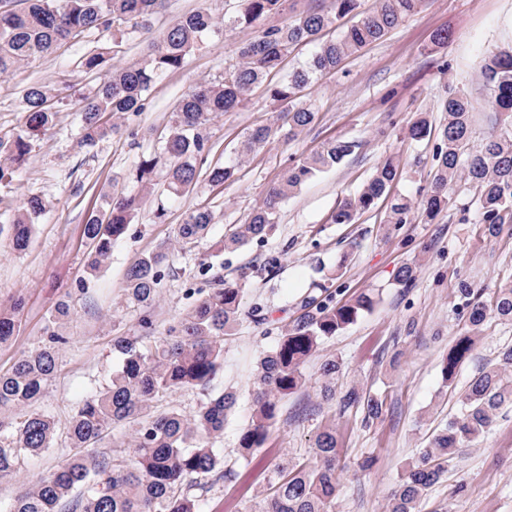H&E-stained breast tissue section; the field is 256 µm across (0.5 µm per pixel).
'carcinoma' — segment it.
Returning <instances> with one entry per match:
<instances>
[{
  "mask_svg": "<svg viewBox=\"0 0 512 512\" xmlns=\"http://www.w3.org/2000/svg\"><path fill=\"white\" fill-rule=\"evenodd\" d=\"M3 1L10 8L0 9V77L10 75L23 63L56 52L85 33L108 38L123 28L132 33L149 30L162 5V0L0 3ZM236 2V10L222 19L207 9L182 16L163 31L145 63L114 69L110 47L102 44L89 51L81 62L83 71H104L109 77L92 92L79 95L81 143L94 146L109 135H120L121 116L143 111L155 83L165 73L181 68L204 37L283 15L288 0ZM424 2L375 0L371 10L362 11L360 0H312L307 10L291 20L271 25L240 43L235 61L224 66L223 76L199 83L176 103L162 152L143 156L137 163L135 180L141 191L117 194L88 216L83 235L89 247V270L97 271L109 259L112 244L126 233L141 206V192L150 188L157 168L165 167L167 191L174 196L196 183L198 163L208 143L207 125L213 117L236 110L254 89L261 88L283 120L277 127L257 125L249 129L237 161L207 171L211 184L222 185L234 177L244 156L273 135L279 132L293 140L314 122L316 112L305 100V91L318 76L336 70L347 57L383 39L404 18L419 13ZM327 30L336 31V36L325 38ZM300 46L311 47L308 59L288 74H281L284 61ZM480 74L488 91L485 106L504 115L498 131L490 134L479 149L463 154L474 105L463 93H448L441 105L444 118L439 127L433 126L428 113L419 112L406 128L412 140L436 138L433 172L424 200L416 203L408 196L392 193L398 165L388 157L377 164L360 192L338 204L327 223L352 224L385 201L384 223L405 224L418 210L431 224L453 203L450 186L464 180L476 190L485 234L494 236L502 225L512 224V46L483 57ZM53 98L52 90L41 84L24 90L22 123L12 133L0 136V187L13 184L33 143L53 126ZM358 147L354 140L333 139L319 153L288 166L280 180L269 187L262 205L208 254L206 269L217 287L187 291L185 316L168 327L154 348L142 350L137 337L115 340L121 359L112 379L80 402L68 434L72 447L89 448L107 430L128 425L134 437L127 447V458L114 463L104 455L75 454L17 496L5 512H199L198 498L208 490L209 478L232 480L234 471L224 466L215 443L224 432L227 413L237 401L235 392H223L193 415L174 407L154 411L152 402L163 393L207 388L223 364L224 337L235 335L237 330L242 288L235 281L224 280L223 264L217 262L221 253L269 235L282 202L304 182L340 164ZM42 210V199L32 195L4 220L15 249H25L33 220ZM214 220V213L208 209L187 213L175 234L179 249L184 253L195 251L205 241ZM167 257L168 251L155 250L128 267L125 292L130 303L151 306L162 287L161 268ZM320 292L302 300V315L281 327L277 343L259 360L251 418L238 442L243 459L265 444L281 397L302 384V367L320 343L354 324L376 303L370 291L345 302L335 301L326 287ZM458 292L469 299V330L442 360L446 381L471 355L489 317L512 321V281L497 288L489 302L465 283L459 285ZM21 306L19 298L0 305V345L15 336L16 314ZM70 317L69 304L59 303L46 326L48 344L20 357L7 372H0V476L14 470L21 453L37 454L52 446L55 419L32 406L54 376L58 346L66 343L62 329ZM341 367L334 356L320 365L321 395L327 401L336 396ZM384 402L382 396L352 385L341 396L340 408L344 412L361 410L362 423L367 425L382 415ZM506 406H512V346L502 349L495 366L473 377L459 413L433 436L420 460L408 467L390 494L386 512H417L421 499L458 457L459 441L482 435ZM336 447L334 426L320 425L312 455L288 460L272 493L262 497L249 512H331L336 498Z\"/></svg>",
  "mask_w": 512,
  "mask_h": 512,
  "instance_id": "carcinoma-1",
  "label": "carcinoma"
}]
</instances>
